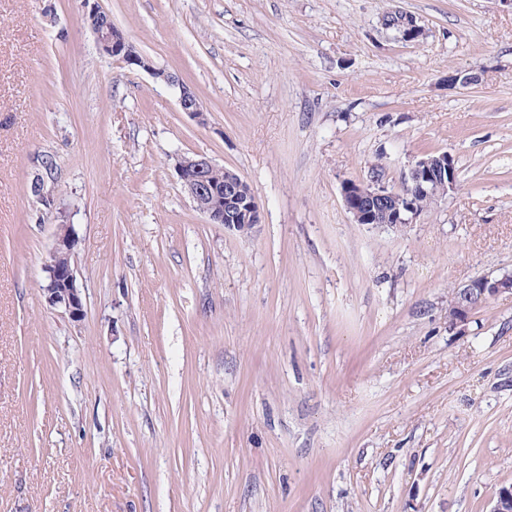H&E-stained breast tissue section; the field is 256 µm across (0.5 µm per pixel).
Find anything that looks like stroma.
I'll use <instances>...</instances> for the list:
<instances>
[{"instance_id":"1","label":"stroma","mask_w":512,"mask_h":512,"mask_svg":"<svg viewBox=\"0 0 512 512\" xmlns=\"http://www.w3.org/2000/svg\"><path fill=\"white\" fill-rule=\"evenodd\" d=\"M97 3L207 121L102 57L82 0H0V512H488L512 483V297L461 331L448 304L512 271V5ZM442 151L457 186L415 223H354L345 181L396 188ZM44 153L79 323L41 291ZM183 155L248 182L256 233L195 209ZM35 166L37 170L32 179L33 196L36 197L44 207L51 208L54 204V192H55V181L57 166L55 165V173L52 176L47 174L48 163L45 158H36Z\"/></svg>"}]
</instances>
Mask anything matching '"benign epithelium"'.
I'll use <instances>...</instances> for the list:
<instances>
[{
	"instance_id": "7a95c632",
	"label": "benign epithelium",
	"mask_w": 512,
	"mask_h": 512,
	"mask_svg": "<svg viewBox=\"0 0 512 512\" xmlns=\"http://www.w3.org/2000/svg\"><path fill=\"white\" fill-rule=\"evenodd\" d=\"M83 8L101 55L128 66H138L149 71L155 79L178 87L180 111L199 124L206 122L205 112L189 87L181 84L178 77L154 67L148 58L138 54L123 32L109 27L103 21L104 11L95 0H83ZM390 18L402 27L406 40L413 41L422 35L421 26L408 13L393 12ZM35 166L33 196L43 206L50 208L54 204L57 177L47 174L48 163L45 158H36ZM176 166L182 185L195 208L209 222L236 231H249L262 223L260 207L250 185L236 172L224 170V184L220 185L214 180L220 166L205 157L182 156ZM457 179L456 161L450 153H429L411 163L400 187L386 186L379 175L375 174L368 183L345 182L342 188L343 199L357 224L406 227L422 213L419 199L443 196L446 191L456 187ZM78 243L73 225H60L55 245L44 265L46 276L42 285L47 303L64 308L74 322L81 321L86 315L76 269L66 262L67 257L76 251ZM504 294L512 296V274L477 278L456 289L448 305V328L466 325L472 311ZM489 512H512V484L498 489Z\"/></svg>"
}]
</instances>
